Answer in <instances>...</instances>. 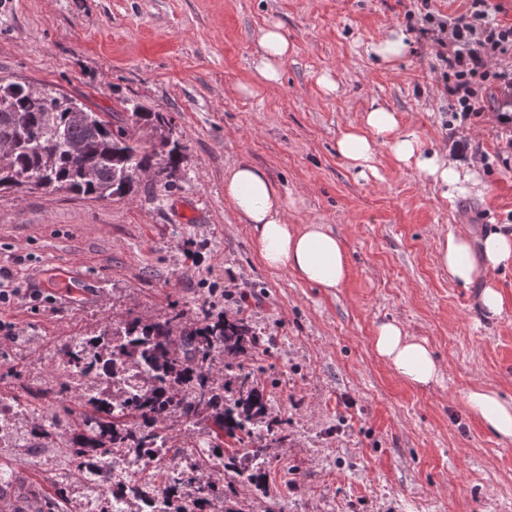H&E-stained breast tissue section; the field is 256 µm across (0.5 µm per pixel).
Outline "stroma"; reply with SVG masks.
I'll list each match as a JSON object with an SVG mask.
<instances>
[{
  "label": "stroma",
  "instance_id": "stroma-1",
  "mask_svg": "<svg viewBox=\"0 0 512 512\" xmlns=\"http://www.w3.org/2000/svg\"><path fill=\"white\" fill-rule=\"evenodd\" d=\"M414 0H0V77L54 86L93 111L137 98L172 120L183 147L176 186L98 201L65 192H0V267L18 294L0 303V396L42 412L61 374L55 347L127 315L209 302L245 318L269 348L245 364L284 438L267 453L265 491L237 487L242 512H512V442L465 407L486 383L512 397V270L495 281L505 309H479L437 261L454 226L477 237L512 228V127L480 114L449 124L432 43L407 31L394 65L368 52L405 29ZM281 25L290 53L277 90L251 97L256 36ZM330 74L335 93L318 82ZM426 144L480 159L487 189L454 199L380 151L358 177L336 151L373 103ZM247 162L295 204L292 224H326L349 263L342 287L264 267L224 200V172ZM395 319L442 366L424 389L374 352ZM29 448L0 447V492L66 512Z\"/></svg>",
  "mask_w": 512,
  "mask_h": 512
}]
</instances>
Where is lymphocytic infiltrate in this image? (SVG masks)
<instances>
[{"mask_svg":"<svg viewBox=\"0 0 512 512\" xmlns=\"http://www.w3.org/2000/svg\"><path fill=\"white\" fill-rule=\"evenodd\" d=\"M465 2L461 13L450 16L435 10L432 0H420L405 19L408 29L435 42L448 110L467 120L483 112L488 90L512 91V24L497 20L494 0Z\"/></svg>","mask_w":512,"mask_h":512,"instance_id":"lymphocytic-infiltrate-1","label":"lymphocytic infiltrate"}]
</instances>
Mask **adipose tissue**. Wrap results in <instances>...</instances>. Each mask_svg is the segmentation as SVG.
<instances>
[{
	"instance_id": "obj_1",
	"label": "adipose tissue",
	"mask_w": 512,
	"mask_h": 512,
	"mask_svg": "<svg viewBox=\"0 0 512 512\" xmlns=\"http://www.w3.org/2000/svg\"><path fill=\"white\" fill-rule=\"evenodd\" d=\"M289 45L279 25L261 30L257 72L264 89L281 83ZM337 151L358 176L374 173L379 149H387L400 164L414 167L444 197L479 195L486 186L477 160H462L445 149L426 147L416 132L401 129L397 115L387 106L373 104L363 126L343 129ZM224 198L248 225L252 247L262 264L320 288L342 287L348 261L341 237L326 224H292L288 196L254 165L243 162L224 175ZM437 260L449 278L467 288L483 282L479 307L486 318L501 317L504 300L492 280L497 272L512 269V231H495L475 239L469 225H457L438 246ZM372 345L376 354L405 382L425 388L440 378V365L425 340L409 336L395 320L380 322ZM464 402L471 413L501 441L512 442V399L488 384L470 387Z\"/></svg>"
}]
</instances>
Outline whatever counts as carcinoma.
I'll return each mask as SVG.
<instances>
[{"label": "carcinoma", "mask_w": 512, "mask_h": 512, "mask_svg": "<svg viewBox=\"0 0 512 512\" xmlns=\"http://www.w3.org/2000/svg\"><path fill=\"white\" fill-rule=\"evenodd\" d=\"M0 191H66L94 200H122L140 191V177L162 176L157 192L179 179L182 146L171 137V121L132 97L105 119L86 109L77 117L73 99L46 85L31 92L18 83L0 84ZM264 338L243 317L213 318L203 304L193 312L169 308L149 320L127 316L106 323L98 334L60 344L65 381L53 392L51 414L33 419L28 434L49 438L71 409L65 394L84 407L64 448L70 466L81 471L118 450L150 453L157 440L169 442L170 424L192 434L220 432L238 444L233 474L223 482L197 466L174 477L165 474L142 487L144 501L155 493L169 498L168 512H207L215 498L234 486L265 487L272 460L263 440H280L271 403L255 385L240 357ZM221 357L224 374L214 370ZM194 488L192 497L183 488Z\"/></svg>", "instance_id": "1"}]
</instances>
